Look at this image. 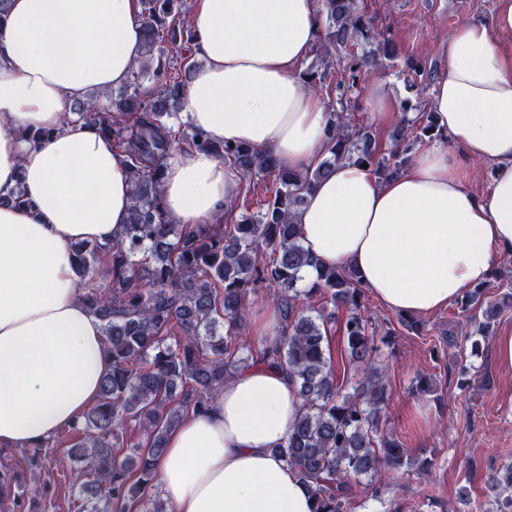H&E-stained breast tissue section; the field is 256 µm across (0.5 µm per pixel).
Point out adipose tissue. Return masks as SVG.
I'll list each match as a JSON object with an SVG mask.
<instances>
[{
  "label": "adipose tissue",
  "mask_w": 512,
  "mask_h": 512,
  "mask_svg": "<svg viewBox=\"0 0 512 512\" xmlns=\"http://www.w3.org/2000/svg\"><path fill=\"white\" fill-rule=\"evenodd\" d=\"M202 60L184 96L191 124L217 142L273 151L305 171L321 160L329 114L297 68L323 35L320 0H199ZM512 0L458 25L431 101L444 144L382 180L337 165L299 214L324 266L355 270L391 310L435 312L486 283L512 250ZM142 52L138 0H10L0 18V447L27 448L67 428L99 396L102 324L80 299L75 244L109 242L127 222L131 179L112 142L68 103L126 84ZM49 129V140L24 132ZM494 167L491 189L463 186L457 150ZM240 176L212 154H175L161 195L172 224H208ZM23 195L26 204L12 200ZM302 411L283 373L227 379L189 415L156 464L173 512H313L305 482L274 453Z\"/></svg>",
  "instance_id": "obj_1"
}]
</instances>
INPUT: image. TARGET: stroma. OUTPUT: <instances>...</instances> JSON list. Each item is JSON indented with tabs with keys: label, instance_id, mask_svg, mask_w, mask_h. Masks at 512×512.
I'll list each match as a JSON object with an SVG mask.
<instances>
[{
	"label": "stroma",
	"instance_id": "stroma-1",
	"mask_svg": "<svg viewBox=\"0 0 512 512\" xmlns=\"http://www.w3.org/2000/svg\"><path fill=\"white\" fill-rule=\"evenodd\" d=\"M361 12L371 18L374 35L340 50L339 60L323 65L310 52L303 68L325 73L320 98L325 105L343 104L357 124L370 131L378 150H395L394 133L404 119H418L426 111L433 82H416L419 70L443 76L441 53L453 29L464 21L488 20L495 0H359ZM396 47L394 61L381 73L347 86L342 60L375 48L382 38ZM389 104L388 117H379L369 104L372 93ZM364 303L376 336L378 359L386 373L388 400L384 433L407 448L416 464L375 478L360 479L347 512H488L487 474L512 463V371L496 358L498 335L512 330V310L495 322L481 358L470 359L462 338L475 320L458 302L418 316L420 331L406 329L398 312L387 309L373 295ZM474 363L477 375L461 376L459 368ZM434 381V391L420 394L421 377ZM74 444L70 430L58 432L50 448H4L0 471H15L25 486V512H76L78 490L69 479L68 450ZM430 460L429 470L418 469ZM469 500H461V489Z\"/></svg>",
	"mask_w": 512,
	"mask_h": 512
}]
</instances>
